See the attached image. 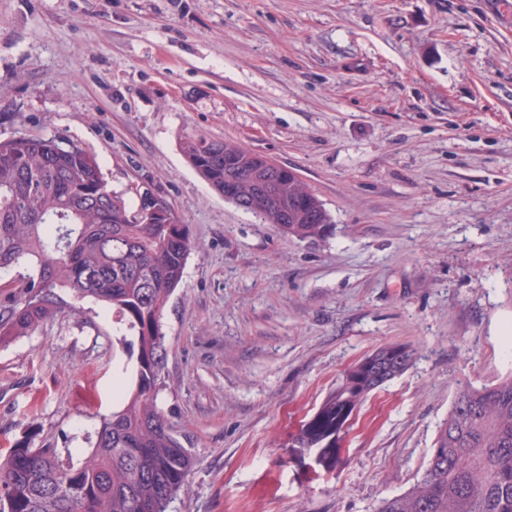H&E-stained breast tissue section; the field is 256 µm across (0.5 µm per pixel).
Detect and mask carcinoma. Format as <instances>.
<instances>
[{
  "label": "carcinoma",
  "mask_w": 512,
  "mask_h": 512,
  "mask_svg": "<svg viewBox=\"0 0 512 512\" xmlns=\"http://www.w3.org/2000/svg\"><path fill=\"white\" fill-rule=\"evenodd\" d=\"M224 193V154L240 208L300 240L326 238L333 224L318 197L294 174L260 186L251 152L221 140L189 138L182 151ZM152 197L130 204L109 188L97 158L63 138L0 139V273L21 267L0 292V344L24 336L56 312V289L112 308L137 345L134 386L103 418L90 454L59 460L51 448L18 445L0 459V512H167L194 464L157 398L167 361L162 312L194 249L185 225L147 214ZM412 361L402 344L380 347L352 365L306 423L304 448L338 460L348 421ZM374 512H512V374L457 389L424 471Z\"/></svg>",
  "instance_id": "1"
}]
</instances>
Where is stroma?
<instances>
[{
    "label": "stroma",
    "instance_id": "35a3bbf8",
    "mask_svg": "<svg viewBox=\"0 0 512 512\" xmlns=\"http://www.w3.org/2000/svg\"><path fill=\"white\" fill-rule=\"evenodd\" d=\"M20 134L87 149L197 246L161 319L157 402L196 456L169 512H373L459 384L512 374V0H0V138ZM190 137L293 168L335 231L225 201ZM56 294L0 345V454L87 457L131 363L110 308ZM386 344L412 363L326 465L302 427Z\"/></svg>",
    "mask_w": 512,
    "mask_h": 512
}]
</instances>
